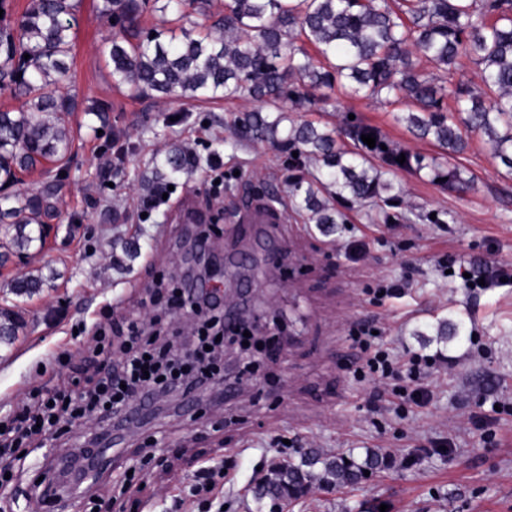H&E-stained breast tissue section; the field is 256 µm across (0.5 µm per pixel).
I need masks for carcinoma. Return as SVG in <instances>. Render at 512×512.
<instances>
[{
  "instance_id": "obj_1",
  "label": "carcinoma",
  "mask_w": 512,
  "mask_h": 512,
  "mask_svg": "<svg viewBox=\"0 0 512 512\" xmlns=\"http://www.w3.org/2000/svg\"><path fill=\"white\" fill-rule=\"evenodd\" d=\"M145 2L102 0L98 7L117 30L102 49L115 84L165 97L260 103L234 120L237 133L247 141L278 142L288 149L290 168L316 166L321 177L288 181V196L317 224L345 223L342 211L319 198L323 185L344 205L372 204L386 221L397 218L387 208L398 201L387 195L388 170L426 169L444 188H470L457 168L395 147L359 117L329 128L287 116L338 93L408 100L414 109L404 121L419 138L452 157L467 148L463 132L477 133L512 172V0H230L217 31L192 21L185 0H165L173 27L143 31L138 20ZM78 7V0H29L11 20L9 0H0V91L21 101L16 109L0 110V184L18 182L22 172L45 176L40 191L0 195L1 264L11 254L42 248L46 220L57 211L61 162L74 142L75 104L64 90L74 83ZM298 39L313 45L321 60L293 47ZM462 55L477 66L479 93L451 79ZM419 59L437 73L420 69ZM368 134L376 137L373 148L362 142ZM402 154L401 164L396 158ZM190 162L186 153L173 151L155 167L152 181L174 186ZM44 284L42 276L28 274L6 287L30 297ZM22 326L18 312L1 308L0 347L11 346ZM380 465L370 453L323 457L303 450L272 468L258 497L295 500L314 486L355 485Z\"/></svg>"
}]
</instances>
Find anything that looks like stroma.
<instances>
[{
  "instance_id": "obj_1",
  "label": "stroma",
  "mask_w": 512,
  "mask_h": 512,
  "mask_svg": "<svg viewBox=\"0 0 512 512\" xmlns=\"http://www.w3.org/2000/svg\"><path fill=\"white\" fill-rule=\"evenodd\" d=\"M100 2L81 0L75 15L77 139L54 232L42 249L0 267V306H16L25 320L14 344L0 349V424L13 418L28 387H67L78 371L96 370L93 330L145 316L146 290L158 275L179 281L199 271V227L177 221L178 203L190 195L207 215L222 213L208 246L224 258V292L252 286L247 310L275 349L259 354L255 374L233 379L232 392L200 391L188 407L169 397L153 419L125 422L119 462L141 466L142 483L121 497L101 484V512H380L383 504L387 512H512V175L490 146L473 134L464 154L447 159L470 181L461 194L421 173L393 176L402 201L397 222L357 204L345 223L329 228L292 207L287 223L234 235L244 195L273 190L288 200L281 148L231 142L234 118L256 102L166 100L116 86L100 53L112 36ZM96 102L109 105L105 119L90 113ZM351 110L392 143L444 157L409 131L403 103L343 95L292 118L332 126ZM176 148L198 154L197 167L178 180L168 204L140 219L133 202L145 194L143 179ZM214 154L226 173L217 199L205 164ZM476 264L500 282L466 288L460 274ZM29 273L42 274L39 293L6 289ZM382 281L407 288L379 303L371 290ZM459 316L464 333L437 335L436 321ZM366 321L396 351L434 359L433 399L406 419L396 416L391 397L374 401V384L352 376L350 331ZM496 401L504 410L493 411ZM88 435L77 423L61 438L24 448V462L0 458L13 474L0 485V512H92L74 499L40 504L36 488L49 448H78ZM445 438L451 447L436 448ZM290 440L329 456L376 449L385 466L351 489L315 488L293 502L258 499L273 466L293 456ZM204 465L224 477L197 494L192 487Z\"/></svg>"
}]
</instances>
